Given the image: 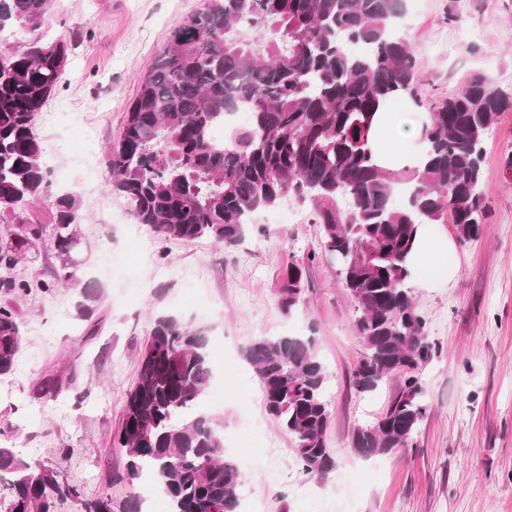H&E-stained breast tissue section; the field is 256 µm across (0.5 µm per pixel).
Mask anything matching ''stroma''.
<instances>
[{
    "label": "stroma",
    "instance_id": "35a3bbf8",
    "mask_svg": "<svg viewBox=\"0 0 512 512\" xmlns=\"http://www.w3.org/2000/svg\"><path fill=\"white\" fill-rule=\"evenodd\" d=\"M203 0H51L39 36L69 43L55 94L36 131L54 186L78 195L88 246L87 278L100 293L91 317L75 285L16 298L22 350L0 376V444L80 488L83 499L150 500L141 480L122 482L125 456L113 442L134 386L150 320L174 313L208 323L224 392L203 409L224 421V454L247 457L242 485L265 512H512V110L485 143L487 208L475 241L455 244L445 276L414 285L437 346L422 379L430 412L416 448L370 460L348 446L401 387L393 376L359 396L350 373L362 351L355 304L332 265L306 268L307 290L293 312L276 291L289 261L319 248L320 227L292 202L258 213L227 250L203 239L160 242L137 224L107 185V151L121 136L136 95L134 77L163 55L171 32ZM400 28L417 51L418 111L426 112L480 74L512 94V0H406ZM96 326L88 335V326ZM307 336L325 365L337 462L325 480L300 468L286 434L267 415L260 383L244 357L260 336Z\"/></svg>",
    "mask_w": 512,
    "mask_h": 512
}]
</instances>
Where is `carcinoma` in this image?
<instances>
[{"label": "carcinoma", "mask_w": 512, "mask_h": 512, "mask_svg": "<svg viewBox=\"0 0 512 512\" xmlns=\"http://www.w3.org/2000/svg\"><path fill=\"white\" fill-rule=\"evenodd\" d=\"M49 0H0V33L36 32ZM403 0H204L171 34L160 61L139 77L121 138L108 151L111 190L136 222L163 242L209 239L226 248L244 238L252 217L282 201L309 206L320 226L319 251L286 270L280 308L303 300L306 265L327 261L356 304L353 327L363 352L351 373L358 395L389 377L402 386L375 421L351 431L349 447L372 459L416 446L429 413L421 373L436 354L419 313L408 258L423 224L452 218L458 241L475 240L485 217L482 159L487 135L512 96L472 77L429 113L420 168L379 165L372 129L384 105L415 99L412 43L390 31ZM69 45L31 39L0 51V222L21 231L0 240V271L15 269L50 244L58 264L45 278L0 277V293H47L78 282L83 252L80 203L53 194L35 132L55 92ZM244 107L246 127L227 141L214 129ZM50 200L45 213L38 203ZM14 306H0V375L14 369L21 345ZM211 329L176 314L152 317L126 394L117 444L121 479L154 475L166 512H239L242 477L224 455L222 427L199 410L215 365ZM266 411L292 441L306 474L336 469L326 433L332 413L327 370L305 336H260L246 349ZM3 512H54L79 488L0 446ZM84 512H143L131 494L83 503Z\"/></svg>", "instance_id": "carcinoma-1"}]
</instances>
